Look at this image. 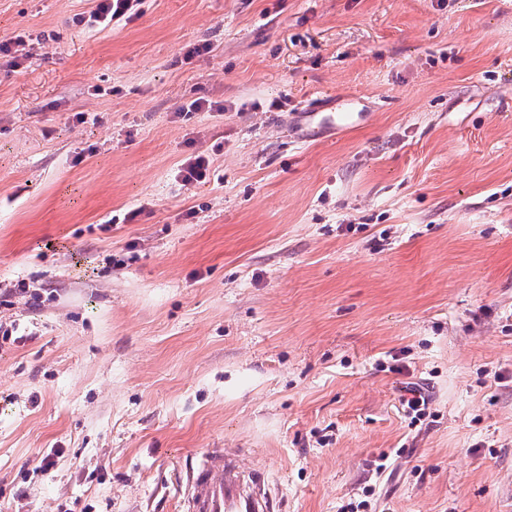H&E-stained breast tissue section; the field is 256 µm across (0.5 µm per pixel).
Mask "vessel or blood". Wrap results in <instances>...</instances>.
I'll use <instances>...</instances> for the list:
<instances>
[{
  "instance_id": "vessel-or-blood-1",
  "label": "vessel or blood",
  "mask_w": 512,
  "mask_h": 512,
  "mask_svg": "<svg viewBox=\"0 0 512 512\" xmlns=\"http://www.w3.org/2000/svg\"><path fill=\"white\" fill-rule=\"evenodd\" d=\"M305 119L308 136L319 137L349 126L352 115L327 111L319 102ZM183 507L185 512H282L283 503L263 463H244L234 448H210L187 475Z\"/></svg>"
}]
</instances>
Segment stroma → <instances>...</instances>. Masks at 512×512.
<instances>
[{
	"mask_svg": "<svg viewBox=\"0 0 512 512\" xmlns=\"http://www.w3.org/2000/svg\"><path fill=\"white\" fill-rule=\"evenodd\" d=\"M92 7L0 0V512H182L208 448L287 512H512V0ZM141 0H95L87 16L75 18L77 24L86 28H106L114 23L129 21L136 15V6ZM347 99H333L331 103L324 104L323 102H317L312 106L309 112L305 113V119L307 121V135L310 137H321L327 131L335 132L337 129L344 128L351 124L353 112H344L346 107L351 105V102ZM342 107L341 112H332V108L335 105ZM327 109H331V112H323ZM182 181L186 184L204 182L210 175V159L205 153H199L189 158L180 171Z\"/></svg>",
	"mask_w": 512,
	"mask_h": 512,
	"instance_id": "35a3bbf8",
	"label": "stroma"
}]
</instances>
